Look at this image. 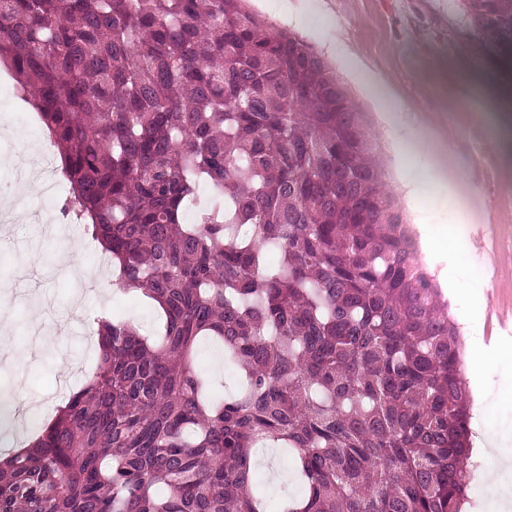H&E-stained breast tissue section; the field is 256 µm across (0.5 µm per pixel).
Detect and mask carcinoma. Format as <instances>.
Returning <instances> with one entry per match:
<instances>
[{"label":"carcinoma","mask_w":512,"mask_h":512,"mask_svg":"<svg viewBox=\"0 0 512 512\" xmlns=\"http://www.w3.org/2000/svg\"><path fill=\"white\" fill-rule=\"evenodd\" d=\"M245 2L0 0V66L61 150V214L162 317L155 339L97 320L93 377L0 462V512L462 510L448 302L346 87ZM459 2L485 54L512 48V0ZM203 341L236 394L195 370ZM258 448L288 451L301 495L266 501Z\"/></svg>","instance_id":"1"}]
</instances>
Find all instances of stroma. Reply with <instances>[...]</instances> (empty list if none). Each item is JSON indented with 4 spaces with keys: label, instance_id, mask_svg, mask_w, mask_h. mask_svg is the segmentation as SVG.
I'll return each instance as SVG.
<instances>
[{
    "label": "stroma",
    "instance_id": "35a3bbf8",
    "mask_svg": "<svg viewBox=\"0 0 512 512\" xmlns=\"http://www.w3.org/2000/svg\"><path fill=\"white\" fill-rule=\"evenodd\" d=\"M305 15L297 34L325 53L334 36L355 46L370 69L393 88L395 117L414 112L430 117L440 132L433 145L443 165L453 166L461 183H483L496 199L492 224L506 226L495 247L462 250L458 225L448 217L460 194L450 195L444 211L425 226L439 251L455 264L482 263L487 280L469 278L448 301L452 316L480 313L483 344L478 357L484 386L496 400L482 420L495 432L512 420V384L502 379L504 355L496 343L500 329L488 313L512 304V137L494 126L502 110L505 77H512V56L486 59L470 33L457 0H303ZM483 140L485 156L497 175L484 179L473 160V144ZM57 154L44 124L15 97L9 77L0 78V285L8 289L11 327L0 340V357L11 358L0 370V383L22 390L40 413L18 420L19 439L54 417L67 393L88 381L98 360L94 321L111 311L126 312L144 333H155L161 317L152 306L121 293L116 272L100 268L101 244L81 224L63 220L57 203L66 191L59 178ZM81 244L80 274L65 270L57 254L72 240Z\"/></svg>",
    "mask_w": 512,
    "mask_h": 512
}]
</instances>
